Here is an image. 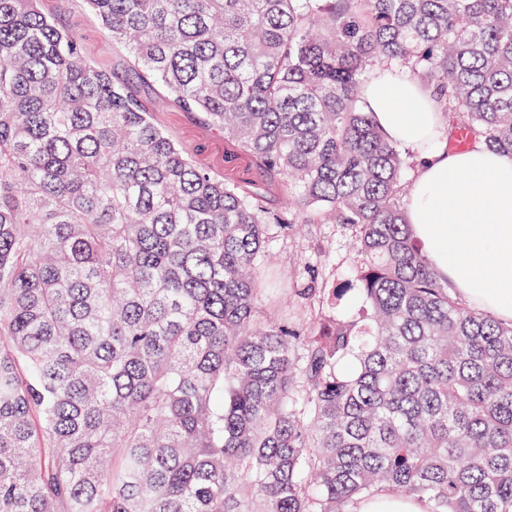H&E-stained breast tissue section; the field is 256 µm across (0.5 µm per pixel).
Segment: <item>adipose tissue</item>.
Segmentation results:
<instances>
[{
  "label": "adipose tissue",
  "instance_id": "obj_1",
  "mask_svg": "<svg viewBox=\"0 0 512 512\" xmlns=\"http://www.w3.org/2000/svg\"><path fill=\"white\" fill-rule=\"evenodd\" d=\"M409 76L377 71L364 99L389 139L419 160L407 221L428 261L472 308L512 322V158L448 152L440 113Z\"/></svg>",
  "mask_w": 512,
  "mask_h": 512
}]
</instances>
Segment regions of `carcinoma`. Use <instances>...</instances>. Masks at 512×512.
I'll return each mask as SVG.
<instances>
[{
	"label": "carcinoma",
	"mask_w": 512,
	"mask_h": 512,
	"mask_svg": "<svg viewBox=\"0 0 512 512\" xmlns=\"http://www.w3.org/2000/svg\"><path fill=\"white\" fill-rule=\"evenodd\" d=\"M377 65L512 157V0H0V512H512V323L413 239ZM299 224L355 233L357 315L268 272ZM68 26L78 31L87 54L99 64H112V40L105 29L85 12L75 9L65 15ZM159 121L182 146L192 152L198 163L224 179L242 181L252 176L253 162L247 154L238 152L233 162H225L227 144L224 142V135L206 133L185 113L176 109L161 112ZM360 512H426L422 504L399 495L388 494L363 503Z\"/></svg>",
	"instance_id": "cac0c4a2"
}]
</instances>
